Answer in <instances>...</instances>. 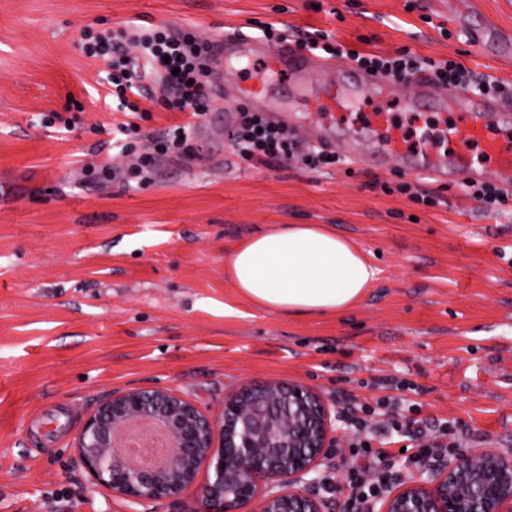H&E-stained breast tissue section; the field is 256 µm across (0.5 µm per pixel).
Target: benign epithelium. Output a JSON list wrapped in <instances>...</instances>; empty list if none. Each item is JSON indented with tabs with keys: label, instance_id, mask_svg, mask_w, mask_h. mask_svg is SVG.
Returning <instances> with one entry per match:
<instances>
[{
	"label": "benign epithelium",
	"instance_id": "benign-epithelium-1",
	"mask_svg": "<svg viewBox=\"0 0 512 512\" xmlns=\"http://www.w3.org/2000/svg\"><path fill=\"white\" fill-rule=\"evenodd\" d=\"M142 419L168 432L172 451L131 468L114 452L113 440ZM334 434L322 396L300 384H258L225 400L217 416L168 389H130L98 404L75 451L93 485L135 505L185 496L204 470V512H325L306 485ZM378 504V512H512V449L452 452L403 476Z\"/></svg>",
	"mask_w": 512,
	"mask_h": 512
}]
</instances>
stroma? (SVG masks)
Returning <instances> with one entry per match:
<instances>
[{
	"instance_id": "35a3bbf8",
	"label": "stroma",
	"mask_w": 512,
	"mask_h": 512,
	"mask_svg": "<svg viewBox=\"0 0 512 512\" xmlns=\"http://www.w3.org/2000/svg\"><path fill=\"white\" fill-rule=\"evenodd\" d=\"M311 28L341 50L463 64L512 103V61L478 48L485 24L512 35V0H0V512H200L201 495L140 508L93 486L74 445L113 391L166 388L203 412L279 380L319 392L338 445L311 493L340 512L333 478L353 455L349 402L391 411L394 476L415 469L441 423L449 446L512 448V197L492 214L447 185L349 158L311 172L242 160L223 112L191 119L146 99L147 119L112 109L82 31L173 25L207 41L252 21ZM384 108L409 132L454 115ZM194 122L191 154L159 155L145 178L113 145ZM411 182L412 194H386ZM275 224H330L379 270L363 299L327 317L288 318L242 300L227 272L237 246ZM415 384L386 408L390 383Z\"/></svg>"
}]
</instances>
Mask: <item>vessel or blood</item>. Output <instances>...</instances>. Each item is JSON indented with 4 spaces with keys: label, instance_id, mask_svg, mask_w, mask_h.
<instances>
[{
    "label": "vessel or blood",
    "instance_id": "1",
    "mask_svg": "<svg viewBox=\"0 0 512 512\" xmlns=\"http://www.w3.org/2000/svg\"><path fill=\"white\" fill-rule=\"evenodd\" d=\"M225 41L235 47L239 60L263 59V71H250L247 84L241 88L237 102L224 106V124L231 127L239 107L254 111L264 109L280 123L305 125L329 151L347 153L352 160L373 169L393 168L424 175L440 182H480L494 179L512 184V113L506 112L500 99L478 98L460 90L443 92L429 80L420 78L403 87H395L380 75L357 73L354 69L304 52L295 41L284 38L264 45L245 35H229ZM294 75H322L321 83L303 85L302 93L313 102L318 112L314 122L293 106H286L267 97L261 83L263 75L281 72ZM400 94L405 108L414 109L434 104L439 111L456 112L460 124L449 128L440 139L410 144L389 121L386 113L376 112L364 125L348 122L343 138H335L329 128L337 112L349 110L364 100H376ZM483 146L493 162L492 169L476 166L471 158L472 146Z\"/></svg>",
    "mask_w": 512,
    "mask_h": 512
}]
</instances>
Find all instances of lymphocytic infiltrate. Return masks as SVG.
Instances as JSON below:
<instances>
[{
  "label": "lymphocytic infiltrate",
  "mask_w": 512,
  "mask_h": 512,
  "mask_svg": "<svg viewBox=\"0 0 512 512\" xmlns=\"http://www.w3.org/2000/svg\"><path fill=\"white\" fill-rule=\"evenodd\" d=\"M213 43L198 40L194 32L173 26L143 28L126 22L100 40L95 58L112 75L120 112L138 111V99L155 102L166 110L204 115L210 100V75L214 65ZM349 59L366 69L377 70L389 79L417 74L432 76L440 87H461L469 81L467 69L458 63H436L419 58L408 50L393 57L363 56L352 51ZM227 139L248 161H287L300 158L309 169L328 162L327 151L314 147L301 154L280 126L262 114L243 113L241 121L226 132ZM369 466L352 470L347 476L348 512H367V505L381 482L372 475L373 465H382L391 456L388 448L362 443Z\"/></svg>",
  "instance_id": "lymphocytic-infiltrate-1"
}]
</instances>
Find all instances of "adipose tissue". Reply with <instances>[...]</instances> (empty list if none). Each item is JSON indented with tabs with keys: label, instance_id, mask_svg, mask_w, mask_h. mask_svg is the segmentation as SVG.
I'll return each instance as SVG.
<instances>
[{
	"label": "adipose tissue",
	"instance_id": "adipose-tissue-1",
	"mask_svg": "<svg viewBox=\"0 0 512 512\" xmlns=\"http://www.w3.org/2000/svg\"><path fill=\"white\" fill-rule=\"evenodd\" d=\"M228 272L248 302L286 316H334L355 306L377 269L327 224H279L233 252Z\"/></svg>",
	"mask_w": 512,
	"mask_h": 512
}]
</instances>
